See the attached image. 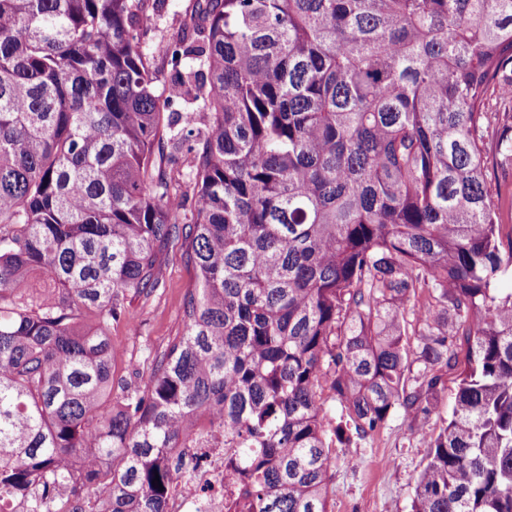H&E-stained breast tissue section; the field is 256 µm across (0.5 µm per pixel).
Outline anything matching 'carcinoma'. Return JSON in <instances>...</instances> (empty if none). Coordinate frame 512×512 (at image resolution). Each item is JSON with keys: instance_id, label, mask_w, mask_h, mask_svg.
<instances>
[{"instance_id": "cac0c4a2", "label": "carcinoma", "mask_w": 512, "mask_h": 512, "mask_svg": "<svg viewBox=\"0 0 512 512\" xmlns=\"http://www.w3.org/2000/svg\"><path fill=\"white\" fill-rule=\"evenodd\" d=\"M147 8L0 0V512H166L201 413L225 512H329L333 448L397 414L410 512H512V0H190L154 47ZM179 237L184 332L114 399L110 328ZM456 386L457 381L455 375L449 374L445 382V387L440 393L439 414L432 415L429 421L426 423V427L430 431H434L436 433L439 432L442 426V421L440 418H449L456 393Z\"/></svg>"}]
</instances>
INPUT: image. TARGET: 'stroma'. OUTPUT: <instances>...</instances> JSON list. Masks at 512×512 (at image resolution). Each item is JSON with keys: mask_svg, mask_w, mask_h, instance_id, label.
I'll return each instance as SVG.
<instances>
[{"mask_svg": "<svg viewBox=\"0 0 512 512\" xmlns=\"http://www.w3.org/2000/svg\"><path fill=\"white\" fill-rule=\"evenodd\" d=\"M159 261V288L132 300L136 326L116 323L111 329L116 354L112 377L131 387L147 383L155 357L182 334L184 297L195 282L180 241L171 242ZM429 453L428 443L398 417L370 438L337 447L339 461L327 486L331 512H410L416 479Z\"/></svg>", "mask_w": 512, "mask_h": 512, "instance_id": "stroma-1", "label": "stroma"}]
</instances>
